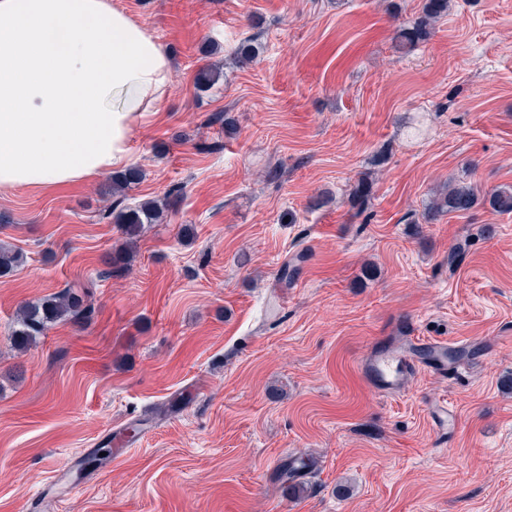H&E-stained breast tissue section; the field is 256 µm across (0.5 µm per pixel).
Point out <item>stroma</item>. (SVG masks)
<instances>
[{
    "mask_svg": "<svg viewBox=\"0 0 512 512\" xmlns=\"http://www.w3.org/2000/svg\"><path fill=\"white\" fill-rule=\"evenodd\" d=\"M112 4L172 69L124 201L181 193L106 277L110 175L0 190V242L24 255L0 278V512H512V214L411 224L440 185L512 187V0H450L408 51L422 0ZM247 37L259 54L234 63ZM368 172L364 222L348 198ZM66 288L91 320L16 350L19 307ZM405 319L482 364L377 395L356 363ZM142 420L125 455L70 469ZM298 456L314 465L288 480Z\"/></svg>",
    "mask_w": 512,
    "mask_h": 512,
    "instance_id": "1",
    "label": "stroma"
}]
</instances>
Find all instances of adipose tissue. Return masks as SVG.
<instances>
[{
  "label": "adipose tissue",
  "mask_w": 512,
  "mask_h": 512,
  "mask_svg": "<svg viewBox=\"0 0 512 512\" xmlns=\"http://www.w3.org/2000/svg\"><path fill=\"white\" fill-rule=\"evenodd\" d=\"M170 77L161 44L112 0H0V188L127 164Z\"/></svg>",
  "instance_id": "1"
}]
</instances>
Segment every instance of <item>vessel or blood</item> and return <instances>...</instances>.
Wrapping results in <instances>:
<instances>
[{
	"label": "vessel or blood",
	"mask_w": 512,
	"mask_h": 512,
	"mask_svg": "<svg viewBox=\"0 0 512 512\" xmlns=\"http://www.w3.org/2000/svg\"><path fill=\"white\" fill-rule=\"evenodd\" d=\"M413 329V322H405L399 335L384 337L360 359L359 374L377 394L397 395L422 372L444 377L459 371L464 357L454 346L444 340H421Z\"/></svg>",
	"instance_id": "b4317fda"
}]
</instances>
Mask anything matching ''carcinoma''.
I'll list each match as a JSON object with an SVG mask.
<instances>
[{"instance_id": "1", "label": "carcinoma", "mask_w": 512, "mask_h": 512, "mask_svg": "<svg viewBox=\"0 0 512 512\" xmlns=\"http://www.w3.org/2000/svg\"><path fill=\"white\" fill-rule=\"evenodd\" d=\"M447 13L448 0H424L420 15L410 26L399 31V48L411 49L426 41L433 32L434 24ZM138 179L139 172L128 169L114 177L112 192L121 193ZM371 198L372 183L358 180L349 196L353 217L360 218L366 214ZM479 205H487L499 214H511L512 188H500L482 198L474 186L461 182L439 192L425 208L423 220L426 224H432L447 213L467 214ZM167 207L165 201L148 200L134 207L123 206L112 211L113 223L120 225L124 242L109 255L106 262L107 275H118L125 270L136 252L145 225L161 221ZM21 262L20 253L0 246V277L8 276ZM91 314L92 310L84 299L65 288L36 303H28L20 310L13 331L14 345L23 349L37 337L46 335L55 324L79 318L88 319Z\"/></svg>"}]
</instances>
